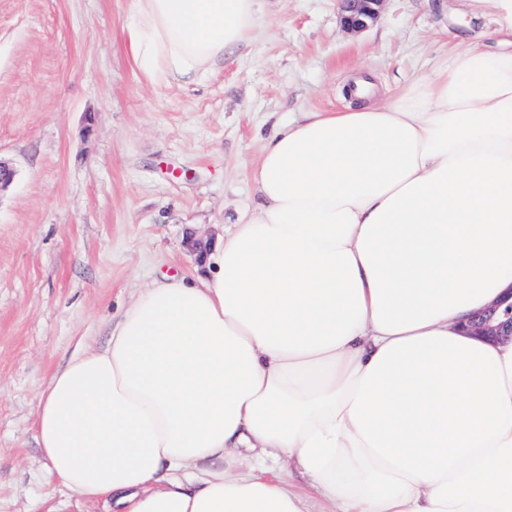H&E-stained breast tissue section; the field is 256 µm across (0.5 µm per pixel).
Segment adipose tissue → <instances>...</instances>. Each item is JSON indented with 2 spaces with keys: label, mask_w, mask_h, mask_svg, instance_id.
I'll list each match as a JSON object with an SVG mask.
<instances>
[{
  "label": "adipose tissue",
  "mask_w": 512,
  "mask_h": 512,
  "mask_svg": "<svg viewBox=\"0 0 512 512\" xmlns=\"http://www.w3.org/2000/svg\"><path fill=\"white\" fill-rule=\"evenodd\" d=\"M465 3L499 52L458 39L432 77L279 129L203 275L51 376L60 486L115 512H512V340L468 330L512 289V0ZM256 25L255 0H136L130 49L189 85Z\"/></svg>",
  "instance_id": "adipose-tissue-1"
}]
</instances>
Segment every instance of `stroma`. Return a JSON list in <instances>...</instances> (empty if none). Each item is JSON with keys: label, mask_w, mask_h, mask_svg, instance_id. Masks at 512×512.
I'll use <instances>...</instances> for the list:
<instances>
[{"label": "stroma", "mask_w": 512, "mask_h": 512, "mask_svg": "<svg viewBox=\"0 0 512 512\" xmlns=\"http://www.w3.org/2000/svg\"><path fill=\"white\" fill-rule=\"evenodd\" d=\"M255 8L251 38L179 86L136 68L135 0H0V512H113L50 476L33 429L49 377L142 288L202 274L185 242L259 204L276 126L345 109L354 76L380 94L425 79L471 24L460 0H385L359 33L338 0Z\"/></svg>", "instance_id": "1"}]
</instances>
